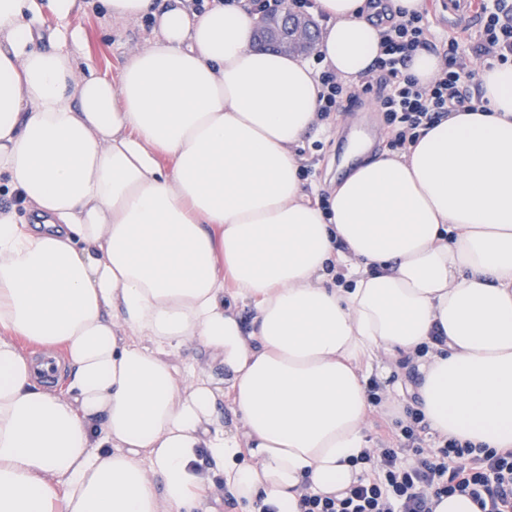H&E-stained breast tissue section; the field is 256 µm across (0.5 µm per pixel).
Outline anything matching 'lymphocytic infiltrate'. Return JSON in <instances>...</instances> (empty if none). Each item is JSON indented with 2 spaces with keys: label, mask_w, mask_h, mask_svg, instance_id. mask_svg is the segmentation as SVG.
<instances>
[{
  "label": "lymphocytic infiltrate",
  "mask_w": 512,
  "mask_h": 512,
  "mask_svg": "<svg viewBox=\"0 0 512 512\" xmlns=\"http://www.w3.org/2000/svg\"><path fill=\"white\" fill-rule=\"evenodd\" d=\"M375 18L388 23L382 57L358 92L331 71L319 70V112L325 120L347 111L358 98L375 101L386 115L387 147L393 152H405L420 129L472 104L477 72L470 59L512 62V0H483L478 29L449 33L444 66L426 87L408 76L406 68L416 51L433 47L427 10L403 13L392 21L381 10ZM397 427L395 441L378 442L360 457L364 480L338 495L304 494L301 512H434L442 496L455 493L470 497L480 512H512L511 450L498 452L456 439L428 445V425L417 409L408 411Z\"/></svg>",
  "instance_id": "obj_1"
}]
</instances>
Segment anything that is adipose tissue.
Here are the masks:
<instances>
[{
  "label": "adipose tissue",
  "instance_id": "ef3b65f1",
  "mask_svg": "<svg viewBox=\"0 0 512 512\" xmlns=\"http://www.w3.org/2000/svg\"><path fill=\"white\" fill-rule=\"evenodd\" d=\"M78 3L0 0V177L31 216L0 207V512H211L224 487L242 512H300L363 476L366 380L408 355L392 418L406 392L431 435L512 449V64L325 211L298 153L317 68L256 48L238 0H105L160 35L115 82L74 65ZM314 12L321 67L360 83L382 41L368 0ZM36 348L60 353V387ZM192 348L216 373L177 365Z\"/></svg>",
  "mask_w": 512,
  "mask_h": 512
}]
</instances>
